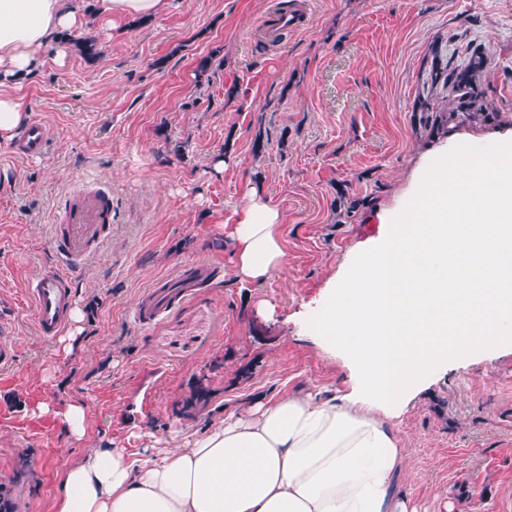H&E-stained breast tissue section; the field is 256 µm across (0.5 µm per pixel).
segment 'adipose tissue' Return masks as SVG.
Instances as JSON below:
<instances>
[{
  "instance_id": "ef3b65f1",
  "label": "adipose tissue",
  "mask_w": 512,
  "mask_h": 512,
  "mask_svg": "<svg viewBox=\"0 0 512 512\" xmlns=\"http://www.w3.org/2000/svg\"><path fill=\"white\" fill-rule=\"evenodd\" d=\"M168 0H0V140L29 120L16 83L89 19L112 26ZM306 323L349 369L340 395L252 401L151 461L96 448L61 474L55 512H410L396 424L449 357L512 341V127L446 139L419 158ZM283 214L251 190L228 233L239 281L287 267Z\"/></svg>"
}]
</instances>
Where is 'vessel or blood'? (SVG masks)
Segmentation results:
<instances>
[{
    "instance_id": "b4317fda",
    "label": "vessel or blood",
    "mask_w": 512,
    "mask_h": 512,
    "mask_svg": "<svg viewBox=\"0 0 512 512\" xmlns=\"http://www.w3.org/2000/svg\"><path fill=\"white\" fill-rule=\"evenodd\" d=\"M298 24V15L280 10L272 17L260 18L254 34L263 37ZM50 138V127L35 120L21 131L11 150L21 157L39 156L45 152ZM111 224V203L99 193L87 192L71 207L66 224L53 226L52 241L63 263L40 273L29 288L34 319L41 336L55 337L67 326L72 302L69 271L80 262L90 243L108 233ZM201 271L198 262L183 263L175 280L157 284L148 299L137 306L138 321L149 324L178 302L190 298Z\"/></svg>"
}]
</instances>
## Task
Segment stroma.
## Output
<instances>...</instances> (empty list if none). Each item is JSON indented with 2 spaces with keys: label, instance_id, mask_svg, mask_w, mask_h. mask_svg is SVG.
I'll return each instance as SVG.
<instances>
[{
  "label": "stroma",
  "instance_id": "stroma-1",
  "mask_svg": "<svg viewBox=\"0 0 512 512\" xmlns=\"http://www.w3.org/2000/svg\"><path fill=\"white\" fill-rule=\"evenodd\" d=\"M285 1L304 27L251 41ZM86 33L100 58L48 48L17 90L52 130L45 154L0 141V345L16 354L0 368V487L15 512H54L62 468L90 449L151 460L252 399L341 388L342 359L304 322L436 135L418 111L448 107L433 58L484 48L490 115L458 129L512 124V0H170ZM252 187L285 216L288 270L260 285L237 281L224 241ZM84 190L111 197L112 229L71 274L80 322L47 340L27 289L56 265L51 227ZM188 260L211 269L201 287L140 324L137 303ZM399 433L415 512H512V347L449 360Z\"/></svg>",
  "mask_w": 512,
  "mask_h": 512
}]
</instances>
